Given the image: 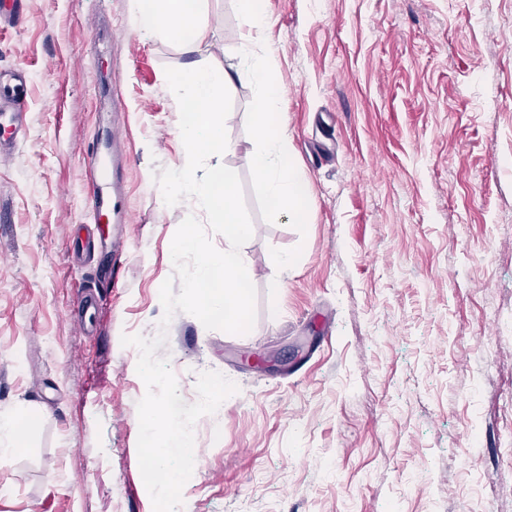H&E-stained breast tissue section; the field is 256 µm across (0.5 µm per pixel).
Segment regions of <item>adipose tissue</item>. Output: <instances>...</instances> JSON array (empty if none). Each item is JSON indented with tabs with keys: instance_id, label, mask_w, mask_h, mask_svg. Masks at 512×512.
I'll return each mask as SVG.
<instances>
[{
	"instance_id": "1",
	"label": "adipose tissue",
	"mask_w": 512,
	"mask_h": 512,
	"mask_svg": "<svg viewBox=\"0 0 512 512\" xmlns=\"http://www.w3.org/2000/svg\"><path fill=\"white\" fill-rule=\"evenodd\" d=\"M201 0H130L132 25L152 37L175 40L186 55L198 53L206 39L199 21Z\"/></svg>"
}]
</instances>
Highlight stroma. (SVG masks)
<instances>
[{"label": "stroma", "instance_id": "obj_1", "mask_svg": "<svg viewBox=\"0 0 512 512\" xmlns=\"http://www.w3.org/2000/svg\"><path fill=\"white\" fill-rule=\"evenodd\" d=\"M30 3L0 29L29 114L27 140L0 155V414L24 421L0 458V512H153L125 334L164 335L185 402L205 371L238 387L194 426L177 512H512V0H266L260 30L236 0H202V64L274 56L309 196L305 232L262 218L254 91L237 82L219 162L252 219L246 334L180 311L159 327L194 211L154 180L183 166L165 70L187 56L137 31L130 0ZM111 101L133 221L99 227L120 256L106 288V255L77 263L72 248L81 147Z\"/></svg>", "mask_w": 512, "mask_h": 512}]
</instances>
